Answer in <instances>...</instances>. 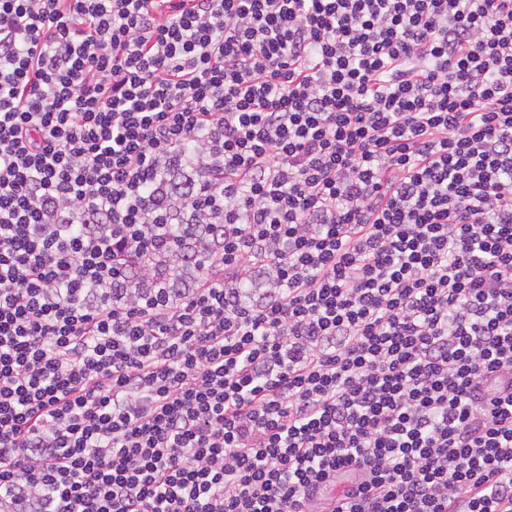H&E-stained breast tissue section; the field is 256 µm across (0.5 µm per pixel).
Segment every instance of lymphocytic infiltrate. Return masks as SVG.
I'll list each match as a JSON object with an SVG mask.
<instances>
[{"mask_svg": "<svg viewBox=\"0 0 512 512\" xmlns=\"http://www.w3.org/2000/svg\"><path fill=\"white\" fill-rule=\"evenodd\" d=\"M0 512H512V0H0Z\"/></svg>", "mask_w": 512, "mask_h": 512, "instance_id": "obj_1", "label": "lymphocytic infiltrate"}]
</instances>
